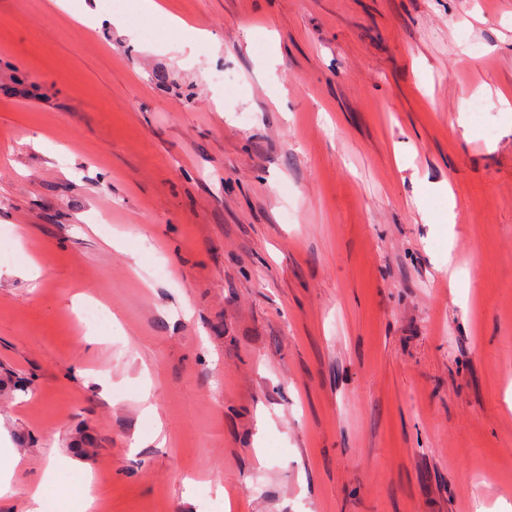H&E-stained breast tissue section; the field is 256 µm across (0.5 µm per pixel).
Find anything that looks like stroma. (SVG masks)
I'll use <instances>...</instances> for the list:
<instances>
[{"mask_svg":"<svg viewBox=\"0 0 512 512\" xmlns=\"http://www.w3.org/2000/svg\"><path fill=\"white\" fill-rule=\"evenodd\" d=\"M167 2L0 0V512H512V0ZM75 468L74 463L68 459L60 458L57 462L46 470L40 484L31 492L29 507L26 512H49L50 498L44 493V488L49 486L54 488L55 501L67 504L73 509H80L74 512H87L92 509L95 498L91 495V478L87 477L83 496L76 498L67 474Z\"/></svg>","mask_w":512,"mask_h":512,"instance_id":"35a3bbf8","label":"stroma"}]
</instances>
